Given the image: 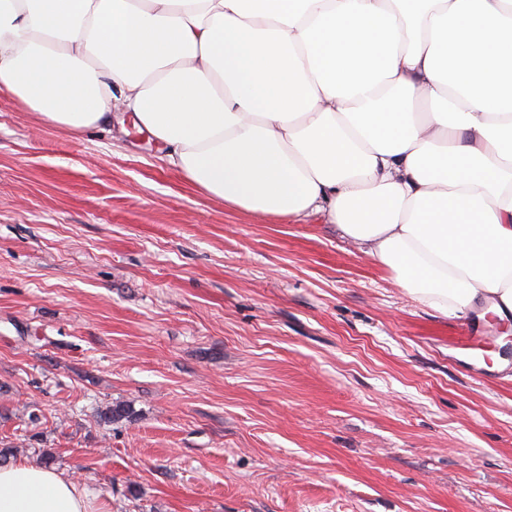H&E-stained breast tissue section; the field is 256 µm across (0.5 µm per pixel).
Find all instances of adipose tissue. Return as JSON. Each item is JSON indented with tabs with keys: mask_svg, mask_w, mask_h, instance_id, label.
<instances>
[{
	"mask_svg": "<svg viewBox=\"0 0 512 512\" xmlns=\"http://www.w3.org/2000/svg\"><path fill=\"white\" fill-rule=\"evenodd\" d=\"M0 91L71 132L131 113L225 204L327 213L443 315L512 318V0H0ZM0 466V512H102Z\"/></svg>",
	"mask_w": 512,
	"mask_h": 512,
	"instance_id": "1",
	"label": "adipose tissue"
}]
</instances>
